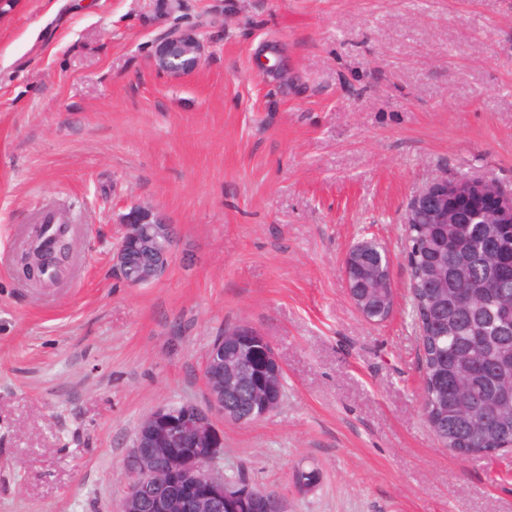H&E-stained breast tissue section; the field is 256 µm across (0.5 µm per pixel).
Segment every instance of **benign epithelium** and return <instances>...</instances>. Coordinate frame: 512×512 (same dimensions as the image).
<instances>
[{
    "mask_svg": "<svg viewBox=\"0 0 512 512\" xmlns=\"http://www.w3.org/2000/svg\"><path fill=\"white\" fill-rule=\"evenodd\" d=\"M201 25L173 26L152 44L155 69L167 75L192 71L202 62L204 41ZM421 213L430 224H464L471 213L486 224H512V189L498 183L471 177L441 176L423 187L409 200L403 223H411ZM149 213L156 223H139L140 210L122 215V244L112 252V269L119 276L130 275L128 284L137 287L161 280L179 246L176 225L154 208ZM247 339L243 345L263 352V361L245 357L237 365L236 376H224V337H215L204 362L209 374L204 378L207 404L192 402L174 409L168 404L156 407L137 428L129 456L131 481L118 506V512H180L187 498L204 503L210 512H241L250 488L224 480L221 466L223 436L215 426L220 419L239 425L261 421L272 412L251 417L242 413L240 399L247 396L249 378L264 373L267 365L283 370L280 359L264 333L251 323H243Z\"/></svg>",
    "mask_w": 512,
    "mask_h": 512,
    "instance_id": "1",
    "label": "benign epithelium"
}]
</instances>
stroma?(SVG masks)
I'll return each instance as SVG.
<instances>
[{
  "label": "stroma",
  "instance_id": "stroma-1",
  "mask_svg": "<svg viewBox=\"0 0 512 512\" xmlns=\"http://www.w3.org/2000/svg\"><path fill=\"white\" fill-rule=\"evenodd\" d=\"M156 0H23L0 20V512H114L138 424L204 403L203 363L249 322L284 367L265 419L221 423L225 470L287 512H512V455L461 461L422 414L402 218L440 176L512 186V0H183L191 74L150 64ZM278 48V77L262 46ZM181 242L160 281L112 269L131 204ZM47 209L73 261L16 266ZM373 237L390 317L343 272ZM321 482L297 493V464Z\"/></svg>",
  "mask_w": 512,
  "mask_h": 512
}]
</instances>
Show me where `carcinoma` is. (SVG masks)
Returning a JSON list of instances; mask_svg holds the SVG:
<instances>
[{"mask_svg":"<svg viewBox=\"0 0 512 512\" xmlns=\"http://www.w3.org/2000/svg\"><path fill=\"white\" fill-rule=\"evenodd\" d=\"M408 236L411 317L420 329L431 430L445 449L498 448L512 440V407L495 402V390L512 387V322L502 321L512 280L493 270L512 259V224H427L418 216ZM358 251L353 287L378 321L389 305L385 249ZM463 287L476 294L465 311L448 305V290Z\"/></svg>","mask_w":512,"mask_h":512,"instance_id":"obj_1","label":"carcinoma"}]
</instances>
